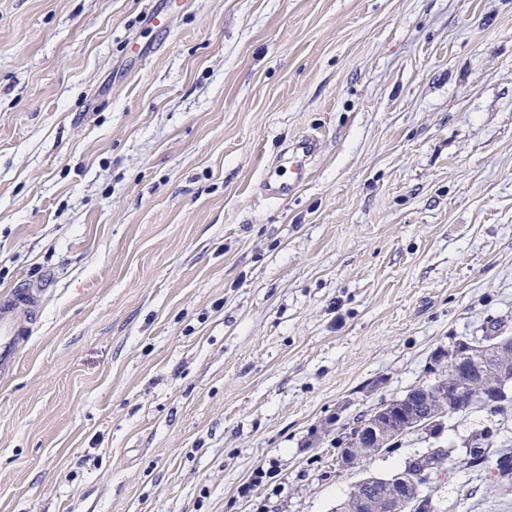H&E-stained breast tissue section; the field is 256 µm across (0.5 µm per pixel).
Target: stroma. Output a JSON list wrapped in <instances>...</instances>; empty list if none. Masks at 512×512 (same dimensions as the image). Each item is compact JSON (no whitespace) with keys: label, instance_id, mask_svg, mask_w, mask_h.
<instances>
[{"label":"stroma","instance_id":"stroma-1","mask_svg":"<svg viewBox=\"0 0 512 512\" xmlns=\"http://www.w3.org/2000/svg\"><path fill=\"white\" fill-rule=\"evenodd\" d=\"M0 0V512H334L512 407L336 464L461 337L512 336V0ZM317 136L304 180L263 193ZM437 512L512 492L455 469ZM44 288L22 284L1 294L0 298V377L14 375L19 342L30 334L38 313Z\"/></svg>","mask_w":512,"mask_h":512}]
</instances>
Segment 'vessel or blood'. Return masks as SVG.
Here are the masks:
<instances>
[{"instance_id":"1","label":"vessel or blood","mask_w":512,"mask_h":512,"mask_svg":"<svg viewBox=\"0 0 512 512\" xmlns=\"http://www.w3.org/2000/svg\"><path fill=\"white\" fill-rule=\"evenodd\" d=\"M317 149L315 138L307 137L298 141L289 151L288 164L292 180L268 183L270 196L283 198L292 192L302 180L305 165ZM43 291L41 288L22 284L0 294V377L13 376L16 364V351L21 340L31 331L34 317L38 313Z\"/></svg>"}]
</instances>
